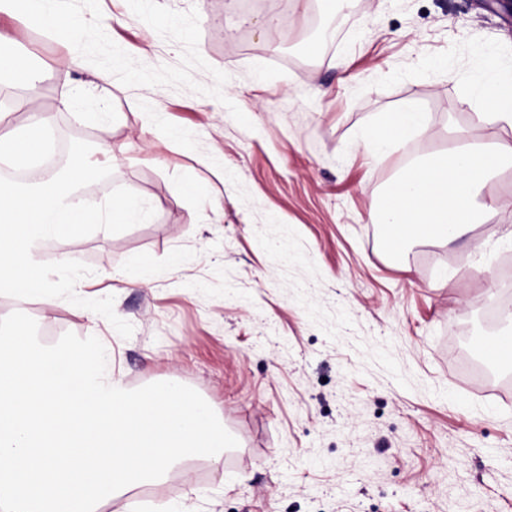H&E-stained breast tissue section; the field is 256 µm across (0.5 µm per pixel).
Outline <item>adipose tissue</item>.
Instances as JSON below:
<instances>
[{
    "label": "adipose tissue",
    "instance_id": "ef3b65f1",
    "mask_svg": "<svg viewBox=\"0 0 512 512\" xmlns=\"http://www.w3.org/2000/svg\"><path fill=\"white\" fill-rule=\"evenodd\" d=\"M10 74L24 90L20 107L30 121L23 136L0 138V156L12 159L25 151H39L51 120L34 101L39 77L19 69L13 56L0 54V75ZM476 95L494 107L492 119L512 127V77L489 66L474 78ZM428 113L412 105L386 113L371 137L377 153L404 147L424 133ZM512 157V147L487 151L471 132L460 135V144L432 159L411 163L404 176L375 210L377 223L387 225L393 245L413 240L450 243L460 238L488 212L499 209V202L481 198L485 179L492 176L504 157Z\"/></svg>",
    "mask_w": 512,
    "mask_h": 512
}]
</instances>
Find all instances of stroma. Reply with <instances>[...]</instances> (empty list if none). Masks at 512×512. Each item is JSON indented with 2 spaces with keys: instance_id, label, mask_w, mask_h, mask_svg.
Returning <instances> with one entry per match:
<instances>
[{
  "instance_id": "stroma-1",
  "label": "stroma",
  "mask_w": 512,
  "mask_h": 512,
  "mask_svg": "<svg viewBox=\"0 0 512 512\" xmlns=\"http://www.w3.org/2000/svg\"><path fill=\"white\" fill-rule=\"evenodd\" d=\"M99 2L120 48L179 64L181 46L127 0ZM161 2L197 9L199 51L252 129L168 87H101L62 109V89L94 66L69 70L68 42L0 19V52L40 76L48 144L117 158L80 198L124 187L155 211L45 246L92 268L82 297L114 296L130 338L62 298L0 295V318L26 313L46 344L99 338L126 389L192 387L238 441L221 467L188 459L162 492L138 487L100 512L160 493L187 512H512V372L489 373L478 350L508 329L512 284L486 296L479 271L512 267V207L452 244L396 252L372 218L406 163L446 150L453 129L512 144V129L477 124L472 91L489 64L512 71V21L484 0ZM409 103L429 114L427 132L373 156L370 132Z\"/></svg>"
}]
</instances>
